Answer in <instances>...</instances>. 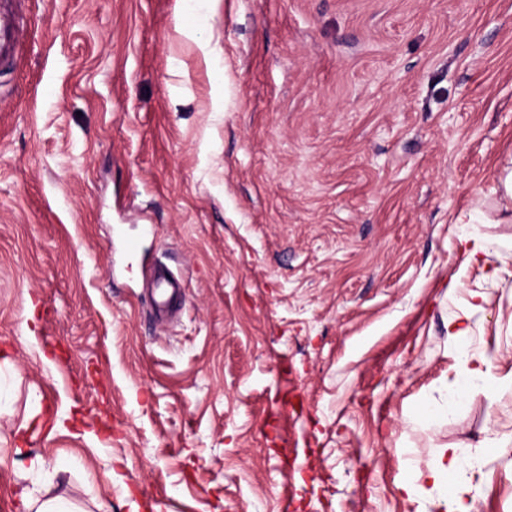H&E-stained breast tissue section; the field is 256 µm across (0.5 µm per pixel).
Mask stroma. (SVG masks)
<instances>
[{
	"instance_id": "stroma-1",
	"label": "stroma",
	"mask_w": 512,
	"mask_h": 512,
	"mask_svg": "<svg viewBox=\"0 0 512 512\" xmlns=\"http://www.w3.org/2000/svg\"><path fill=\"white\" fill-rule=\"evenodd\" d=\"M21 11L0 512H448L462 443L473 512H512V396L448 404L460 348L512 375V0ZM150 306L156 318H161L169 312L172 299L182 288L178 275L165 266H158L149 277ZM462 445L448 447V463L440 461L430 469L433 483L439 488L444 497H450L455 501V511L471 512L472 506L464 502L462 488L465 482V472L462 464Z\"/></svg>"
}]
</instances>
